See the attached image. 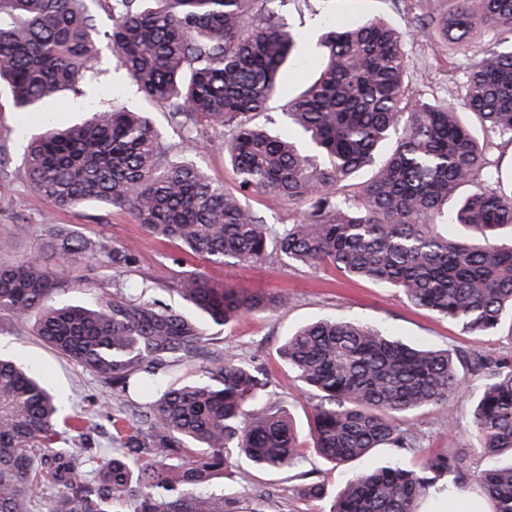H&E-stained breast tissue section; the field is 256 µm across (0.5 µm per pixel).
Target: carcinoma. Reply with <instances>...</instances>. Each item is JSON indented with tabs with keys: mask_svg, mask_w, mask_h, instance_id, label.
<instances>
[{
	"mask_svg": "<svg viewBox=\"0 0 512 512\" xmlns=\"http://www.w3.org/2000/svg\"><path fill=\"white\" fill-rule=\"evenodd\" d=\"M91 0H0V87L17 112L68 90L90 116L34 135L24 172L34 196L56 208L90 200L127 208L150 234L176 241L213 264L274 259L330 267L346 277L397 288L413 305L472 336L512 326V0H448L405 28L380 18L333 16L317 38V76L289 98L287 126L272 133L254 117L297 63L302 36L285 26L275 0H106L108 21ZM508 40L488 46L456 72L462 98L409 97L419 34L469 51L476 24ZM117 55L141 95L169 107L191 137L199 126L224 131L236 190L191 162H163L158 132L140 113L93 101L105 51ZM475 116L478 139L462 113ZM365 169L370 178L359 180ZM453 210L448 198L458 189ZM261 194L288 203L293 219L266 224L249 204ZM459 225L453 237L439 227ZM106 261L112 287L85 306L55 307L52 292L76 266ZM132 257L46 226L42 249L0 260V311L36 314V336L92 373L112 394L117 448L85 469L97 450L61 446L62 400L40 370L0 355V512H233L198 488L240 461L280 470L297 465L302 436L284 406L267 397V375L232 354L190 373L208 354L207 323L271 313L281 295L253 294L197 271L164 287L205 317L201 322L126 289ZM308 397V430L326 461L346 465L386 448L384 468L351 472L330 512H420L438 480L447 498L479 485L488 512H512V361L394 337L353 319L310 323L280 349ZM480 380L466 436L485 466L467 472L458 437L416 463L403 427L417 413L447 408Z\"/></svg>",
	"mask_w": 512,
	"mask_h": 512,
	"instance_id": "1",
	"label": "carcinoma"
}]
</instances>
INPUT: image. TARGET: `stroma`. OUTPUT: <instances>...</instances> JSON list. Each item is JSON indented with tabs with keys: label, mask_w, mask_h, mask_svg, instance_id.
I'll return each mask as SVG.
<instances>
[{
	"label": "stroma",
	"mask_w": 512,
	"mask_h": 512,
	"mask_svg": "<svg viewBox=\"0 0 512 512\" xmlns=\"http://www.w3.org/2000/svg\"><path fill=\"white\" fill-rule=\"evenodd\" d=\"M446 0H285L278 13L290 27L316 36L329 13L351 17H377L395 27H403L412 15L445 9ZM433 37L425 36L410 46L412 57L427 59L428 68L416 71L413 91H454L455 75L445 60L435 57ZM108 72L102 87L111 89L116 102L146 112L168 146V158L198 162L205 174L225 188L235 186L234 175L224 153V134L201 130L185 138L173 125L163 105L141 99L114 60H107ZM84 110L74 106L72 96L62 93L46 99L35 112L14 111L0 94V255L11 258L34 253L41 247V230L46 224L68 226L75 234L92 242L106 241L126 250L135 265L125 277L129 292L139 294L146 278L177 277L198 269L209 279L265 294H283L284 309L270 314H248L225 326H210L209 350L229 352L261 367L270 380V397L288 408L297 423H304L306 398L301 384L289 373L279 356V348L289 333L299 326L325 317H349L394 331L401 338L454 351L476 350L491 359H512V332L474 338L463 335L452 322L412 305L402 293L363 281L343 277L329 268L296 269L265 261L249 267L216 265L200 260L178 244L148 234L127 209L97 202L56 209L33 196L25 178L21 157L26 133L46 125L67 127L81 121ZM112 285L110 272L77 268L51 296L52 303L67 304L90 300L91 289ZM36 319L11 318L0 313V352L27 363H39L48 384L66 398L65 411L78 414L84 432L94 447L112 448V429L107 415L111 394L92 374L46 346L33 334ZM472 398L451 403L449 408L428 409L409 423L419 446L411 452L420 458L440 447L447 434H464L471 423ZM348 467L323 460L312 445H305L297 466L278 471L252 472L250 487L230 479L217 480L210 493L229 497L236 512H327L329 503L310 501L300 495L309 481L323 484L329 495L344 483Z\"/></svg>",
	"instance_id": "stroma-1"
}]
</instances>
